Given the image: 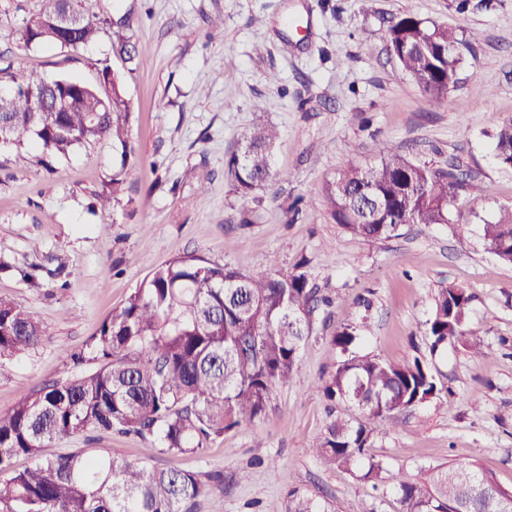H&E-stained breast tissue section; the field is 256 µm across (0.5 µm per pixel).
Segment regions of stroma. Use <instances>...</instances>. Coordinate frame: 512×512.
<instances>
[{"instance_id": "1", "label": "stroma", "mask_w": 512, "mask_h": 512, "mask_svg": "<svg viewBox=\"0 0 512 512\" xmlns=\"http://www.w3.org/2000/svg\"><path fill=\"white\" fill-rule=\"evenodd\" d=\"M45 5L0 0V68L92 83L111 60L132 105V153L122 159L120 146L101 139L46 166L42 147L0 145V298L46 330L30 354L0 358V416L22 394L94 371L90 347L102 323L164 262L194 253L248 272L273 259L289 273L304 259L331 304L314 313L295 382L275 389L259 421L199 454H168L118 432L80 435L48 454L108 448L159 469L223 473L225 493L193 512H288L293 489L329 512H397L392 475L425 484L437 466L473 464L512 489V266L477 231L512 208V170L492 151L494 129L512 118V0H89L98 15L136 17L145 63L132 72L113 59L108 29L78 50L21 46L23 19ZM405 13L456 28L465 41L457 83L441 100L406 77L389 49L388 22ZM257 122L280 131L279 178L244 200L225 162ZM383 141L417 164L468 173L447 223L366 241L317 209L326 183L375 162ZM120 166L124 192L101 210L96 196ZM298 198L302 211L290 216ZM461 216L471 229L458 236ZM449 286L474 297L480 351L430 349L426 322ZM346 325L360 330L354 352L421 360L440 389L394 427L337 401V411L369 424L365 457L383 466L376 480L309 450L328 416L315 385L342 360L332 338Z\"/></svg>"}]
</instances>
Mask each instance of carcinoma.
Wrapping results in <instances>:
<instances>
[{
  "instance_id": "1",
  "label": "carcinoma",
  "mask_w": 512,
  "mask_h": 512,
  "mask_svg": "<svg viewBox=\"0 0 512 512\" xmlns=\"http://www.w3.org/2000/svg\"><path fill=\"white\" fill-rule=\"evenodd\" d=\"M77 24L66 36L58 15ZM112 28V52L127 66L142 63L130 32L133 20H100L83 0H49L19 31L23 45L71 49L93 44L103 26ZM390 47L402 72L433 100L455 85L463 41L454 28L414 14L394 17ZM12 91L0 95V129L15 144L36 140L56 157L95 139H112L127 153L131 103L111 66L98 82L62 78L72 104L52 112L41 81L21 70L0 68ZM280 137L260 124L226 161L234 191L242 198L268 187L271 157ZM497 162L512 169V120L493 134ZM378 161L350 165L324 188L319 208L364 240L398 235L406 224H446L448 207L466 192V173L412 162L393 145L379 143ZM123 169L113 172L98 195L119 201ZM486 248L512 265V211L480 225ZM275 262L251 273L212 263L198 255L175 257L155 268L102 325L93 340L99 367L22 395L0 417V473L26 456L32 467L0 483V512H191L201 498L224 492L219 475L151 469L112 455L108 448H75L51 458L42 448L91 432H133L172 454H197L207 443L265 414L274 387L291 384L301 344L318 307L304 267L275 274ZM472 296L443 288L426 323L432 346L445 343L477 349L470 327ZM45 330L24 306L0 299V356H21L40 345ZM359 334L348 325L334 336L345 355L336 372L316 388L330 401L349 400L368 419L394 427L406 411L436 395L434 375L420 360L393 362L351 351ZM371 430L330 414L311 451L326 463L360 470ZM398 512H512V489L471 464L436 468L431 486L395 477ZM288 512H328L311 498L292 494Z\"/></svg>"
}]
</instances>
